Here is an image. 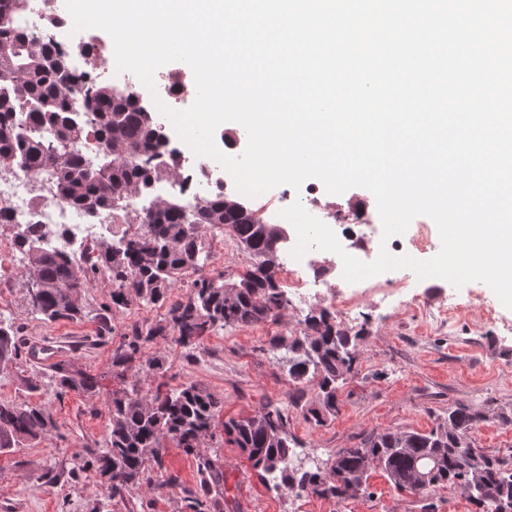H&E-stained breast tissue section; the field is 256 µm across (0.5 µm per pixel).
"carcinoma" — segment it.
I'll return each mask as SVG.
<instances>
[{"label":"carcinoma","instance_id":"cac0c4a2","mask_svg":"<svg viewBox=\"0 0 512 512\" xmlns=\"http://www.w3.org/2000/svg\"><path fill=\"white\" fill-rule=\"evenodd\" d=\"M27 0H9L0 8V169L21 167L44 176L54 194L89 215L117 212L129 225L121 235L96 244V262L87 264L64 250L49 249V234L40 224L17 228L15 247L27 259L33 283L29 306L43 320L80 321L82 291L98 274L111 284L112 310L132 302L167 308L164 322L134 324L112 357V366L126 371L141 345L171 330L178 342L192 346L226 326H250L275 319L288 306L269 266L280 241L268 227L224 208V192L188 199L182 192L163 194L161 183L183 181L174 148L162 126L147 116L142 94L125 93L97 79H84L80 103L72 101L76 84L66 53L54 42L29 40L12 27L13 15ZM101 144L91 156L78 144L88 131ZM136 196L141 209L126 200ZM229 224L234 238L256 259L254 269L238 282L208 277L210 259L201 229ZM186 284V299L172 302V288ZM303 335L288 344V375L297 384L317 382V401L304 405L317 423L338 410L340 384L355 373L361 333L336 323L326 310L306 316ZM20 355L13 324L0 319V365ZM57 383L66 390L92 391L95 378L72 374L60 364ZM220 401L194 384L157 393L151 398L119 393L112 398L111 431L106 447L72 472L90 467L121 498L140 483L146 466H162L166 442L197 459L203 476L200 491L187 499L191 512H221L224 474L218 463L201 453L205 437L213 436ZM503 418L489 409L464 404L448 409L444 421L428 432H370L354 448H343L325 466L305 468L292 460L294 440L288 438V414L268 403L256 414L224 422V435L244 453L252 467L274 486L297 489L321 498L344 499L348 490H368L371 473L381 470L400 490L413 489L415 467L426 471L419 490L456 487L467 494L476 512H512V465L477 448L472 428ZM54 428L43 408L0 402V449L18 447L45 437Z\"/></svg>","mask_w":512,"mask_h":512}]
</instances>
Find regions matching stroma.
I'll list each match as a JSON object with an SVG mask.
<instances>
[{"instance_id":"stroma-1","label":"stroma","mask_w":512,"mask_h":512,"mask_svg":"<svg viewBox=\"0 0 512 512\" xmlns=\"http://www.w3.org/2000/svg\"><path fill=\"white\" fill-rule=\"evenodd\" d=\"M66 45L96 38L107 60L104 72L112 86L134 81L129 72H117L112 39L103 30L73 32L71 24L54 31ZM254 263L238 241L212 256L206 271L211 277L239 281ZM323 265V285L306 302L290 299L281 315L263 323L223 330L203 337L195 348L179 344L172 335L155 337L142 346L124 375L112 366L115 349L128 326L159 323L165 308L135 304L113 312L112 335L98 333L97 316L111 296L106 279L83 291L84 318L78 322H46L31 313L26 272L0 274V316L14 322L21 354L0 366V402L32 403L52 416L54 429L42 440L20 448L0 450V512H189L184 491L196 490L200 474L194 456L168 446L162 467H151L124 497H113L95 470L71 475L77 459L104 447L111 426L110 408L116 392L146 396L156 389H176L192 383L221 402L219 421L254 415L268 403L287 408L288 432L300 444V456L323 462L337 451L359 444L370 432H427L447 416L450 407L498 411L496 419L474 432L477 447L490 455L512 449V326L482 320L487 306H499L491 288L481 282L462 287L426 278L414 280L405 307L381 305L379 296L359 302L341 324L362 331L356 372L338 392L336 415L318 423L293 407L291 396L303 391L305 401L317 395L314 383L296 386L288 376L286 344L302 335L304 319L312 311H334L338 295L352 296L334 256L310 249L302 273L313 277ZM471 305L467 319L454 329L432 321L430 314L448 300ZM283 347L271 344L272 338ZM162 362L160 373L145 368L146 360ZM96 378L95 390L60 391L54 366ZM202 451L220 459L229 489L223 512H475L462 491L445 487L424 493L398 491L386 476L373 472L368 493L336 501L273 488L253 469L246 456L224 434L206 439ZM51 480H44V473Z\"/></svg>"}]
</instances>
